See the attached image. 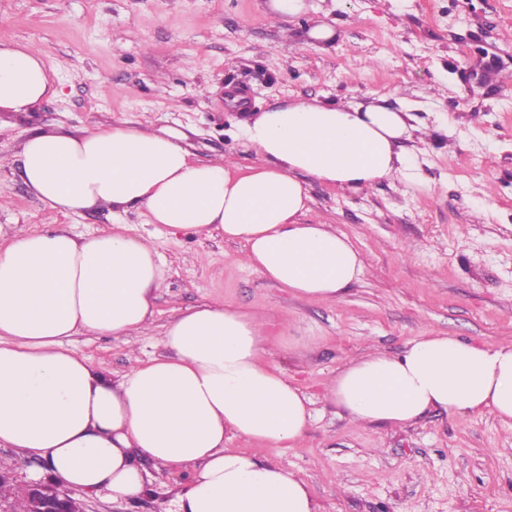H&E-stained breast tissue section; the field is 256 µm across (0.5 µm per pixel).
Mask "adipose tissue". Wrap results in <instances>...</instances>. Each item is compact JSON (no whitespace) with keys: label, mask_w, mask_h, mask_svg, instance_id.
I'll use <instances>...</instances> for the list:
<instances>
[{"label":"adipose tissue","mask_w":512,"mask_h":512,"mask_svg":"<svg viewBox=\"0 0 512 512\" xmlns=\"http://www.w3.org/2000/svg\"><path fill=\"white\" fill-rule=\"evenodd\" d=\"M42 51L0 41V112L56 96ZM408 109L296 100L244 128L248 173L194 162L179 131L124 124L35 131L21 143L25 183L52 209L143 210L170 234L241 240L242 265L294 295L343 299L364 261L348 236L302 218L311 177L356 192L403 175ZM166 279L152 237L111 225L90 235H0V447L40 458L67 488L134 499L151 469L193 478L174 512H322L308 480L274 454L314 421L309 398L270 359L268 319L205 304L170 322L168 354L118 377L64 346L69 337L127 339L154 322ZM327 398L365 425L404 427L425 412L512 421V345L420 336L398 355L348 360ZM240 437L259 458L228 447Z\"/></svg>","instance_id":"ef3b65f1"}]
</instances>
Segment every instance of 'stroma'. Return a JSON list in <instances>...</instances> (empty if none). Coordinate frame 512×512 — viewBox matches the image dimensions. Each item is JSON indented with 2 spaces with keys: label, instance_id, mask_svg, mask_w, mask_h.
<instances>
[{
  "label": "stroma",
  "instance_id": "1",
  "mask_svg": "<svg viewBox=\"0 0 512 512\" xmlns=\"http://www.w3.org/2000/svg\"><path fill=\"white\" fill-rule=\"evenodd\" d=\"M288 26L268 0H0V41L40 48L57 96L0 112V227L90 234L123 224L155 235L140 211L62 214L22 178L21 140L36 129L124 124L174 128L192 158L246 171L244 127L296 99L409 107L426 136L407 142L406 177L360 193L309 180L307 224L346 234L364 271L334 303L299 298L239 264L245 244L217 235H155L167 269L152 330L138 350L104 336L65 346L113 375L164 355L180 312L205 303L263 311L276 364L316 420L292 448L233 438L305 476L323 512H512V426L488 415L432 410L405 428L352 423L324 396L351 358L401 353L422 334L493 347L512 341V0H310ZM336 38L320 48L315 21ZM13 488L51 482L40 462L0 447ZM192 471L153 472L134 501L70 489L83 512H168Z\"/></svg>",
  "mask_w": 512,
  "mask_h": 512
}]
</instances>
